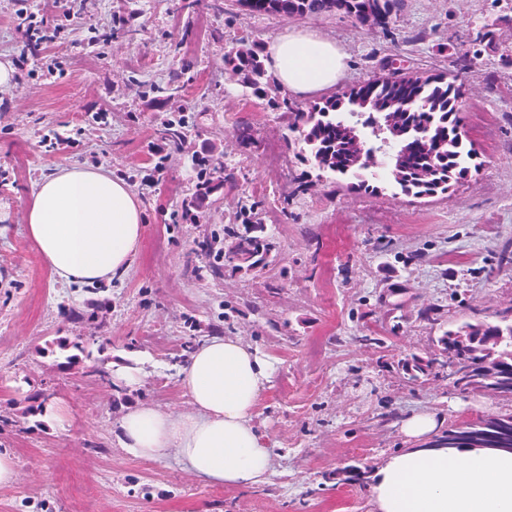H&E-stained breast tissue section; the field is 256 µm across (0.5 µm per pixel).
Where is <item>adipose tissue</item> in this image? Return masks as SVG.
<instances>
[{
    "label": "adipose tissue",
    "instance_id": "ef3b65f1",
    "mask_svg": "<svg viewBox=\"0 0 512 512\" xmlns=\"http://www.w3.org/2000/svg\"><path fill=\"white\" fill-rule=\"evenodd\" d=\"M266 62L284 91L304 97L335 86L347 55L317 29L291 28L268 45ZM24 217L58 283L86 287L123 279L141 252V202L101 165L61 166L45 174ZM270 374V362L252 345L209 337L181 371L191 413L171 416L138 404L122 417L118 441L146 459L176 456L216 485L261 483L271 471L270 453L253 416ZM443 422L434 411L405 419L404 447L372 467L373 512H512V451L437 447Z\"/></svg>",
    "mask_w": 512,
    "mask_h": 512
}]
</instances>
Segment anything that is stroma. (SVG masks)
Here are the masks:
<instances>
[{
	"instance_id": "stroma-1",
	"label": "stroma",
	"mask_w": 512,
	"mask_h": 512,
	"mask_svg": "<svg viewBox=\"0 0 512 512\" xmlns=\"http://www.w3.org/2000/svg\"><path fill=\"white\" fill-rule=\"evenodd\" d=\"M32 6L65 66L35 94L27 72L0 87V450L18 471L0 512H372L369 470L403 447L409 414L435 411L451 426L512 411L402 367L441 358L447 330L512 320V0H402L384 29L343 15L259 16L241 0ZM306 24L348 55L338 91L396 69L459 87L478 171L416 198L389 182L355 189L305 161L292 124L314 98L273 82L256 97L224 55ZM486 25L491 37L476 40ZM177 109L186 143L172 154L158 126ZM200 157L226 181L189 224ZM87 164L137 193L144 239L127 277L75 288L51 281L23 207L56 166ZM251 209L273 244L267 260L214 268L201 242L231 249L228 230ZM214 335L243 339L273 366L255 415L272 467L257 485L217 486L176 456L145 460L117 439L138 403L190 412L180 370ZM123 365L135 384L119 380ZM43 404L61 410V426H47Z\"/></svg>"
}]
</instances>
